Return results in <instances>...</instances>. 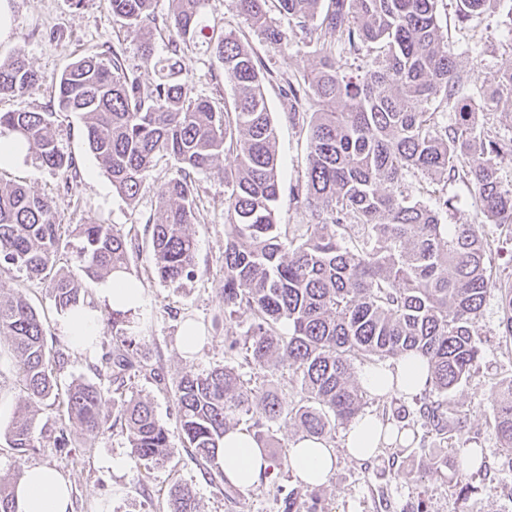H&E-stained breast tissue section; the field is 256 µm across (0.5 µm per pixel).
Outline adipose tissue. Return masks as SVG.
<instances>
[{
	"label": "adipose tissue",
	"mask_w": 512,
	"mask_h": 512,
	"mask_svg": "<svg viewBox=\"0 0 512 512\" xmlns=\"http://www.w3.org/2000/svg\"><path fill=\"white\" fill-rule=\"evenodd\" d=\"M97 293L110 308L138 313L145 306L147 296L139 281L115 273L101 281ZM100 328L97 309L84 305L61 317L58 329L74 348L82 350L95 340ZM427 364L419 356L407 354L391 363L368 368L361 376L363 388L378 397L416 395L423 387ZM380 418L372 413L359 414L345 431L344 447L355 459L375 454L389 443ZM289 461L294 475L310 485H322L334 471L336 450L324 442L301 438L289 450ZM224 476L241 488H252L262 482L268 461L253 435L243 429L228 431L224 436ZM71 487L69 481L52 467H26L14 488L16 512H68Z\"/></svg>",
	"instance_id": "ef3b65f1"
}]
</instances>
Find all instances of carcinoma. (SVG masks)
Wrapping results in <instances>:
<instances>
[{
    "mask_svg": "<svg viewBox=\"0 0 512 512\" xmlns=\"http://www.w3.org/2000/svg\"><path fill=\"white\" fill-rule=\"evenodd\" d=\"M271 1L277 23L268 17ZM154 2L110 0L113 21L136 30L142 56L155 59L154 78L144 82L116 50L83 57L56 81L58 107L79 115L90 150L129 203H139L144 173L165 167L168 176L143 227L163 282L195 275L196 243L188 226L198 221L196 176L224 178V277L217 287L225 313L250 316L243 337L225 339V352L254 370L288 366L305 393L301 403L288 406L248 386L231 366L187 372L175 393L187 447L203 464L217 466L234 419L248 421L259 442L283 421L328 444L365 405L366 394L353 380L354 361L411 353L427 363L419 399L423 425L436 431L450 426L448 400L479 360L476 322L492 294L505 342L512 341V282L493 278L487 255L494 239L484 232L494 224L512 234V184L499 177L501 165L512 162V138L502 140L477 122L483 112L512 114V63L474 80L458 70L456 47L437 18L438 0H235L271 48L287 47L286 29L297 27L319 59L303 80L284 87L292 105L311 101L316 107L303 180L292 192V200L309 209L311 223L280 224L276 129L265 95L272 75L249 45L226 31L207 42V51L220 63L232 98L220 104L195 95L182 57L196 43L204 0H169L167 55L159 58ZM500 4L459 0L458 17L468 22ZM375 48L380 54L368 66L352 69L338 59L342 49L358 54ZM473 81L472 93L458 98ZM40 82L24 57L0 60V96L33 92ZM438 97L457 111L449 127H438L429 112ZM52 116L0 112V136L23 139L69 194L79 174L55 138ZM408 173L420 177L412 193L404 183ZM457 180L472 186L475 205L469 219L449 225L453 199L432 207L421 197L444 193ZM75 233L86 280L130 271L139 250L135 227L90 222L75 225ZM64 234L53 198L0 182V271L24 272L61 311L83 304L85 288L57 266ZM283 322L286 334L278 329ZM112 333V365L123 370L128 360L122 349L137 345L126 314L112 312ZM0 336L10 340L20 386L9 446L23 455L34 447L38 405L54 395L57 383L43 318L23 289L2 279ZM106 401L93 384H74L62 398L69 418L90 438L105 426ZM489 401L492 430L512 466V379L495 387ZM119 418L139 459L168 456L169 432L149 402H123ZM434 466L436 474L453 468L450 483L458 495L471 490L473 475L453 460L438 459ZM171 506L172 512H199L188 486L174 489Z\"/></svg>",
    "mask_w": 512,
    "mask_h": 512,
    "instance_id": "obj_1",
    "label": "carcinoma"
}]
</instances>
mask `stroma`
Returning <instances> with one entry per match:
<instances>
[{
  "label": "stroma",
  "instance_id": "35a3bbf8",
  "mask_svg": "<svg viewBox=\"0 0 512 512\" xmlns=\"http://www.w3.org/2000/svg\"><path fill=\"white\" fill-rule=\"evenodd\" d=\"M9 4L11 31L0 40V58L23 56L40 74L42 85L31 94L0 97V112L51 113L55 137L73 156L80 179L75 194H64L59 175L40 167L29 156L18 166L0 169V180L54 196L57 218L63 224L101 220L127 227L142 222L154 206L164 171L157 168L147 172L142 198L138 205H131L113 189L111 178L90 151L79 116L59 111L54 95L55 81L70 63L111 46L123 50L128 64L137 68L143 80H151L152 66L140 56L135 31L114 23L109 0H9ZM437 14L449 41L460 51L461 71L473 75L492 72L512 57V7L505 2L478 18L477 24L486 35L479 44L473 43L469 26L459 22L456 0H438ZM201 25L208 37L235 31L271 73L267 100L280 161L277 217L283 224L307 223L305 207L292 201L291 193L304 174L308 122L291 120V105L283 87L287 80L312 70L316 57L305 47L297 29L288 31L286 49L269 47L237 11L234 0H205ZM183 66L195 95L218 102L231 98V88L213 80L219 65L204 49L187 51ZM198 191L199 221L190 227L196 241L195 276L173 285L159 281L151 272L150 248L146 245L140 257L131 262L130 274L142 283L148 301L133 318L141 335L130 353L133 366L126 371L116 372L105 362V354L113 346L108 307L100 309V332L92 349L78 350L59 333L61 313L49 292L28 281L24 273L11 271V278L22 284L29 302L46 321L48 349L64 354L63 361L53 367L59 391L75 383H90L109 391L112 400L101 409L106 421L103 431L92 439L77 422L68 419L62 407L43 404L35 421V447L27 454H18L7 439L17 415L18 383L8 346L1 343L0 480L10 481L20 467H54L71 483L70 512H169V491L176 484L193 489L201 512H287L284 493L298 486L293 473L268 476L258 487L225 497L206 466L186 448L178 430L176 383L188 371L201 373L227 364L238 368L250 386L275 391L283 401L302 397L301 387L288 368L259 373L241 365L238 358L225 357L227 335L244 332L249 318L225 315L224 298L212 285L224 273V181L214 175H199ZM188 321L197 323L205 336L204 345L192 356L185 355L180 347L181 329ZM500 322L498 300L488 297L477 322L481 356L469 381L448 405L449 416L458 421L451 438L443 442L429 434L424 447L388 445L368 460L347 456L342 440L334 439L336 469L315 489L323 512H512V466L499 449L487 400L491 386L512 380V347L504 343ZM131 398L151 401L157 419L170 431L171 453L163 463L138 459L127 431L116 422L117 402ZM364 409L390 423L401 420L414 431L422 429L415 400L370 395ZM62 433L68 436L69 447H58L56 438ZM455 448H477L484 454V470L472 479L473 489L465 499L458 498L446 477L426 471L433 456L450 455Z\"/></svg>",
  "mask_w": 512,
  "mask_h": 512
}]
</instances>
